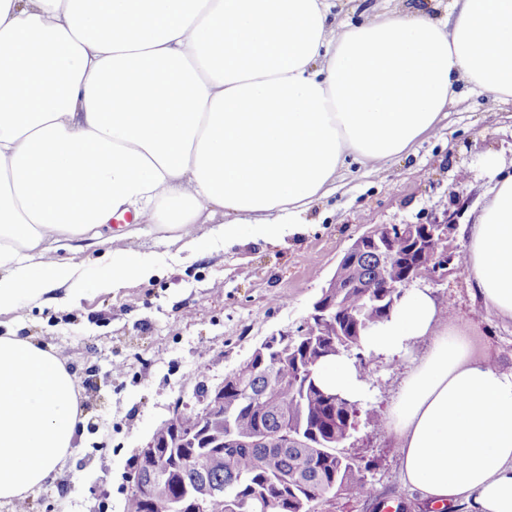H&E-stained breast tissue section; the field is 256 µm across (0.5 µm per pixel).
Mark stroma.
Masks as SVG:
<instances>
[{
  "label": "stroma",
  "instance_id": "stroma-1",
  "mask_svg": "<svg viewBox=\"0 0 512 512\" xmlns=\"http://www.w3.org/2000/svg\"><path fill=\"white\" fill-rule=\"evenodd\" d=\"M446 112L409 155L391 158L379 172L348 162L335 194L307 213L302 234L275 244L246 235L230 248L204 237L191 250L154 226L132 239L104 237L73 256L84 288L77 302L22 300L0 313V335L13 332L66 358L83 418L82 438L59 479L29 500V512H127L135 459L174 403L198 408L199 383H221L267 336L296 333L358 236L378 224L419 223L443 212L463 168L469 177L461 190L470 204L462 221L472 222L497 171L512 172V103L491 105L462 86ZM129 248L155 276L101 290L113 254ZM416 287L452 304L479 355L512 367V321L484 307L457 262L442 279H420ZM367 358L370 398L360 404L344 449L361 461L378 496L342 494L319 512H378L380 498L401 501L405 512H435L404 484L395 437L370 422L371 413H387L408 367L372 352ZM118 362L125 366L119 375L112 371Z\"/></svg>",
  "mask_w": 512,
  "mask_h": 512
}]
</instances>
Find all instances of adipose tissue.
Returning a JSON list of instances; mask_svg holds the SVG:
<instances>
[{"instance_id": "adipose-tissue-1", "label": "adipose tissue", "mask_w": 512, "mask_h": 512, "mask_svg": "<svg viewBox=\"0 0 512 512\" xmlns=\"http://www.w3.org/2000/svg\"><path fill=\"white\" fill-rule=\"evenodd\" d=\"M512 103V0H449L358 24L336 0H0V311L81 294L63 254L119 212L195 235L276 241L336 190L347 160L378 171L432 132L460 84ZM463 269L512 320V173L474 223ZM412 357L387 427L406 483L466 512H512V371L479 357L430 294L364 336ZM319 383L369 384L344 356ZM80 431L52 347L0 336V504L53 483Z\"/></svg>"}]
</instances>
